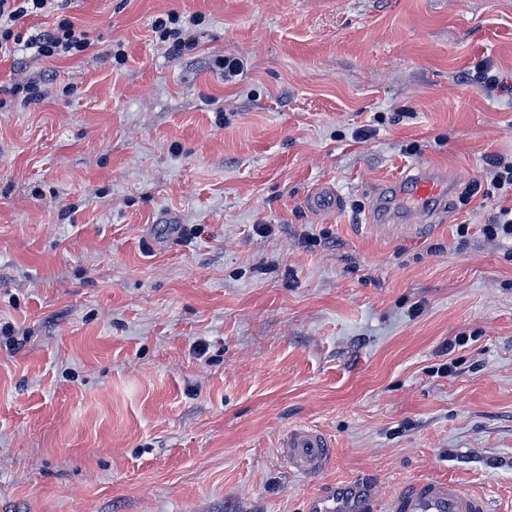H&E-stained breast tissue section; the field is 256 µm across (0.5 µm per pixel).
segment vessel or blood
I'll return each instance as SVG.
<instances>
[{
    "label": "vessel or blood",
    "instance_id": "1",
    "mask_svg": "<svg viewBox=\"0 0 512 512\" xmlns=\"http://www.w3.org/2000/svg\"><path fill=\"white\" fill-rule=\"evenodd\" d=\"M392 187L402 213L419 223L433 219L453 190L446 170L423 165L410 168ZM283 448L288 469L302 477L321 474L332 459L328 438L312 426L289 430ZM374 495V489L348 483L310 499L308 512H365ZM385 512H489V505L484 496L458 483L424 477L403 486Z\"/></svg>",
    "mask_w": 512,
    "mask_h": 512
}]
</instances>
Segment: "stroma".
Masks as SVG:
<instances>
[{
    "mask_svg": "<svg viewBox=\"0 0 512 512\" xmlns=\"http://www.w3.org/2000/svg\"><path fill=\"white\" fill-rule=\"evenodd\" d=\"M170 12L201 14L190 48ZM65 18L80 55L0 52V512H307L350 482L382 512L425 476L512 512V244L481 232L512 0H69L17 30ZM418 165L459 181L446 220L367 232ZM299 425L319 476L283 460ZM201 14L180 16L178 13L170 12L167 19L161 17L153 22V31L158 33L159 39L163 42L170 41L174 50L186 49L189 45V30L199 25ZM330 441L319 429L298 426L288 431L283 441L284 460L290 471L302 477H314L331 463Z\"/></svg>",
    "mask_w": 512,
    "mask_h": 512,
    "instance_id": "1",
    "label": "stroma"
}]
</instances>
